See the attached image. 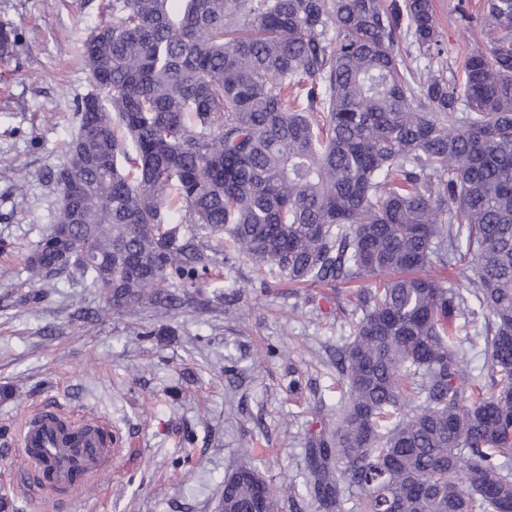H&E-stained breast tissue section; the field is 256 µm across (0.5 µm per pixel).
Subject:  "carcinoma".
Listing matches in <instances>:
<instances>
[{
    "label": "carcinoma",
    "mask_w": 512,
    "mask_h": 512,
    "mask_svg": "<svg viewBox=\"0 0 512 512\" xmlns=\"http://www.w3.org/2000/svg\"><path fill=\"white\" fill-rule=\"evenodd\" d=\"M460 18L488 47L449 77L398 54L410 37L441 58L431 0H112L20 303L75 270L108 311L167 312L210 274L198 235L293 284L359 281L307 495L323 512H512V0ZM18 48L0 27V56ZM457 263L459 288L430 274ZM479 314L488 382L459 343ZM279 496L251 467L224 478L229 512Z\"/></svg>",
    "instance_id": "carcinoma-1"
}]
</instances>
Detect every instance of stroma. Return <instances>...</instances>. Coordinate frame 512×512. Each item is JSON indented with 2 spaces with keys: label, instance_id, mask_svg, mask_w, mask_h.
<instances>
[{
  "label": "stroma",
  "instance_id": "obj_1",
  "mask_svg": "<svg viewBox=\"0 0 512 512\" xmlns=\"http://www.w3.org/2000/svg\"><path fill=\"white\" fill-rule=\"evenodd\" d=\"M111 3L0 0V27L22 35L17 55L0 58V512H48L16 492L14 463L21 421L50 403L107 417L121 448L111 477L67 512H221L224 476L241 466L296 487L278 512H315L304 452L340 398L334 350L354 322L341 290L262 282L236 258L211 271L230 315L195 299L164 320L149 309L105 315L99 294L66 277L39 305L18 302L25 260L62 206L48 174L68 160L74 101L95 89L81 46ZM432 3L449 61L485 47L458 0ZM17 169L29 175L21 192Z\"/></svg>",
  "mask_w": 512,
  "mask_h": 512
}]
</instances>
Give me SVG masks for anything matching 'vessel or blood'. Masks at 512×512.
<instances>
[{
    "label": "vessel or blood",
    "instance_id": "b4317fda",
    "mask_svg": "<svg viewBox=\"0 0 512 512\" xmlns=\"http://www.w3.org/2000/svg\"><path fill=\"white\" fill-rule=\"evenodd\" d=\"M20 447L21 472L37 473L32 492L58 508L87 482L107 478L117 454L110 422L55 406L36 408L25 418Z\"/></svg>",
    "mask_w": 512,
    "mask_h": 512
}]
</instances>
